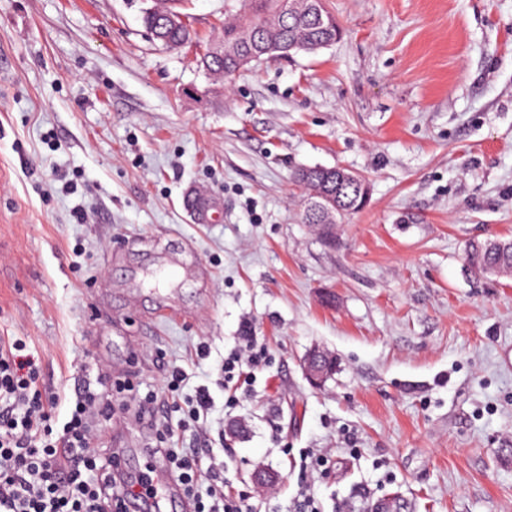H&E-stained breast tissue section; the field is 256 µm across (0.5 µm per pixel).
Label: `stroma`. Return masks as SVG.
Listing matches in <instances>:
<instances>
[{"instance_id":"35a3bbf8","label":"stroma","mask_w":512,"mask_h":512,"mask_svg":"<svg viewBox=\"0 0 512 512\" xmlns=\"http://www.w3.org/2000/svg\"><path fill=\"white\" fill-rule=\"evenodd\" d=\"M153 4L0 0V345L26 341L61 414L96 372L183 368L254 512H287L303 448L337 461L311 484L323 512H512V278L465 260L512 238V0H325L340 40L229 85L199 59L241 0H183L178 49L145 28ZM316 165L370 185L332 245L293 179ZM202 193L223 223H195ZM186 244L204 278L168 287ZM246 321L271 362L228 411ZM314 348L339 362L319 388ZM151 436L120 409L95 444L136 473Z\"/></svg>"}]
</instances>
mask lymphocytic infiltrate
Listing matches in <instances>:
<instances>
[{"mask_svg":"<svg viewBox=\"0 0 512 512\" xmlns=\"http://www.w3.org/2000/svg\"><path fill=\"white\" fill-rule=\"evenodd\" d=\"M268 361L267 347L243 323L224 357L225 407L237 406L240 386H253ZM37 373L23 340L0 349V512H130L131 502L162 494L161 465L181 484L192 512H251L247 491L226 492L224 462L209 442L206 418L214 400L204 386L183 394L187 376L181 368L169 370L157 391H140L130 379L114 384L97 377L79 390L62 423L46 408ZM116 393L148 419L155 434L147 451L153 464L133 479L119 472L118 452L94 445L98 428L114 416ZM178 429L191 432L188 446H171ZM334 465L329 450L301 449L303 488L293 512H321L308 485Z\"/></svg>","mask_w":512,"mask_h":512,"instance_id":"1","label":"lymphocytic infiltrate"}]
</instances>
